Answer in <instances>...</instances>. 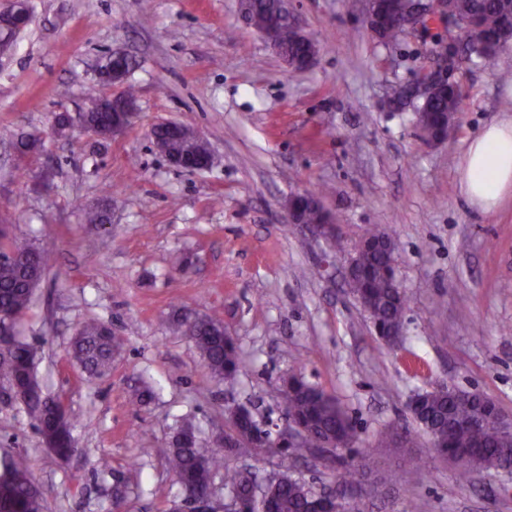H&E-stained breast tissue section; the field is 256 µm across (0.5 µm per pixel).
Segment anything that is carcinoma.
<instances>
[{
  "instance_id": "carcinoma-1",
  "label": "carcinoma",
  "mask_w": 512,
  "mask_h": 512,
  "mask_svg": "<svg viewBox=\"0 0 512 512\" xmlns=\"http://www.w3.org/2000/svg\"><path fill=\"white\" fill-rule=\"evenodd\" d=\"M249 22L256 28L278 17L282 25V57L297 62L310 50V43L290 35L287 15L281 13L284 0H240ZM458 20L454 38L463 46L462 63L487 57L490 41L505 33L504 22L512 13L509 0H457ZM371 37L385 46L399 44L404 31L395 22L384 30L368 25ZM459 92L456 87L448 93L435 92L418 104V112L436 116L451 112L457 106ZM92 103L86 117L101 128L112 126V114L124 110L136 101L133 86H127L124 96L102 105L98 98ZM198 161L209 156L205 140L194 137L179 144ZM379 231L368 233L357 245L355 255L358 265L352 275L350 289L367 312L380 338L389 344L398 342L403 329L406 302L395 287L394 270L387 253L376 245ZM0 322L9 317L12 321L24 318L29 312L34 292L48 270L43 252L10 237L8 225L0 224ZM224 322L216 316H196L177 310L170 318V326L186 336L198 349L205 367L216 379L226 383L237 380L244 367L234 339L224 335ZM121 348V341L112 335V328L98 320L85 322L72 338L69 355L83 373L90 377L107 375L112 359ZM36 351L24 341H16L9 360H0V378L25 389L24 407L32 419L42 442L54 443L52 451L59 459H69L76 451L71 428L56 426L53 413L63 408L43 392V384L36 372ZM484 394L458 389L419 394L411 409L415 421L428 436L433 451L445 459L455 460L466 455L470 462L459 466V478L469 482L475 473H492L507 463H512V438L503 437L495 427L486 428L480 438H475L467 427L483 406ZM284 416L309 430L305 445L293 449L301 455L316 447L324 437L350 445L356 441V426L340 404L322 389L299 377H292L288 387L282 389ZM237 434L255 443L258 454L267 453L265 431L259 421L251 416L236 425ZM229 449L207 451L200 447L199 433L187 417L178 420L174 435L167 447L160 449L177 483L185 493L203 491L212 484L213 474L224 468V457ZM326 466L336 472L337 485L345 488L364 478L368 467V454L360 453V463L347 464L338 453L326 459ZM248 474L227 471L224 486H236L248 494ZM314 486L286 470L277 480L260 487V491L245 498V508L255 512L252 502L264 503L268 512H310ZM0 512H45V495L35 483L26 462L21 456H8L0 460Z\"/></svg>"
}]
</instances>
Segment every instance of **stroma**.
Listing matches in <instances>:
<instances>
[{"mask_svg":"<svg viewBox=\"0 0 512 512\" xmlns=\"http://www.w3.org/2000/svg\"><path fill=\"white\" fill-rule=\"evenodd\" d=\"M288 3L319 48L301 71L243 20L239 0H31V26L0 60V126L42 137L27 160L0 142V220L49 264L14 331L36 347L44 389L66 405L78 448L59 461L0 380V458L26 456L47 512H111L118 489L126 512H170L182 495L156 450L176 417L191 416L206 447L230 407L280 422L282 381L294 374L353 419L359 440L343 455L370 456L366 512H512L511 476L458 482L408 410L415 394L447 383L512 411V334L502 333L512 326V200L485 212L461 190L467 140L512 119L502 106L512 101V47L455 74L456 127L430 145L414 113L392 111L386 96L431 67L428 49L447 23L388 48L368 34L364 0ZM115 52L138 63L135 124L107 140L77 126L54 134V114L78 116L89 92L107 93L96 69ZM167 120L209 141V168L187 172L159 153L150 128ZM297 192L319 197L339 249L284 223ZM93 210L103 224H87ZM375 228L395 243L407 300L396 346L379 338L344 279ZM328 251L330 277L319 270ZM187 252L194 261L184 267ZM178 308L220 315L245 360L236 384L212 378L193 343L167 329ZM91 319L122 342L103 378L68 355ZM145 381L154 399L133 404ZM396 426L412 447L380 442ZM224 465L262 479L288 466L318 490L334 481L310 455L229 456ZM405 469L415 473L408 485Z\"/></svg>","mask_w":512,"mask_h":512,"instance_id":"stroma-1","label":"stroma"}]
</instances>
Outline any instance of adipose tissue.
<instances>
[{
  "label": "adipose tissue",
  "mask_w": 512,
  "mask_h": 512,
  "mask_svg": "<svg viewBox=\"0 0 512 512\" xmlns=\"http://www.w3.org/2000/svg\"><path fill=\"white\" fill-rule=\"evenodd\" d=\"M462 183L470 203L484 211L512 195V120L490 124L469 140Z\"/></svg>",
  "instance_id": "1"
}]
</instances>
